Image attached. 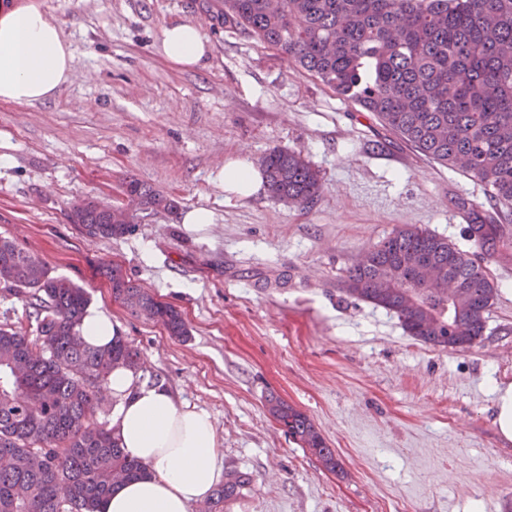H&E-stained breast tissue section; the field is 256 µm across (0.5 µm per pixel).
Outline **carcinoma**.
Returning a JSON list of instances; mask_svg holds the SVG:
<instances>
[{
    "label": "carcinoma",
    "instance_id": "carcinoma-1",
    "mask_svg": "<svg viewBox=\"0 0 512 512\" xmlns=\"http://www.w3.org/2000/svg\"><path fill=\"white\" fill-rule=\"evenodd\" d=\"M224 24L319 79L345 100L374 113L415 151L489 187L492 212L468 209L467 237L493 258L512 246V0H224ZM270 197L314 204L320 171L300 151L274 148L264 165ZM141 212L173 214L177 201L132 178ZM91 238L117 239L131 230L108 222L106 206L89 205L72 219ZM416 256L446 278L407 301ZM26 297L37 338L0 326V512H97L118 478L148 475L120 447L114 431L93 420L112 368L138 369L139 352L120 339L87 346L80 324L86 291L55 276L35 256L0 238V268ZM112 296L133 313L153 312L169 335H189L182 313L127 277L102 267ZM460 289L448 315V287ZM343 291L395 315L423 343L466 349L482 339L496 288L473 253L426 228L407 225L383 239L365 263L346 271ZM268 411L301 448L332 472L341 470L311 419L278 397ZM251 484L248 473L224 471L209 512H223Z\"/></svg>",
    "mask_w": 512,
    "mask_h": 512
}]
</instances>
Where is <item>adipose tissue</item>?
I'll return each mask as SVG.
<instances>
[{
  "instance_id": "1",
  "label": "adipose tissue",
  "mask_w": 512,
  "mask_h": 512,
  "mask_svg": "<svg viewBox=\"0 0 512 512\" xmlns=\"http://www.w3.org/2000/svg\"><path fill=\"white\" fill-rule=\"evenodd\" d=\"M160 52L173 65L190 70L206 59L210 43L197 23L180 22L163 29ZM72 62L69 42L39 0L16 5L0 0V100L29 105L53 97L67 82ZM218 182L225 198L246 199L262 190L265 177L246 159L229 158ZM79 333L89 346L103 348L119 331L106 311L90 306ZM109 388L116 401L112 427L120 445L149 474L119 484L98 512H190L224 475L213 419L177 404L165 387L124 367L113 369Z\"/></svg>"
}]
</instances>
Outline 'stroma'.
Masks as SVG:
<instances>
[{
	"instance_id": "35a3bbf8",
	"label": "stroma",
	"mask_w": 512,
	"mask_h": 512,
	"mask_svg": "<svg viewBox=\"0 0 512 512\" xmlns=\"http://www.w3.org/2000/svg\"><path fill=\"white\" fill-rule=\"evenodd\" d=\"M39 2L74 61L51 99L0 101V238L84 288L139 351L143 378L212 416L219 462L252 478L224 512H512V442L495 425L496 389L512 384V248L485 263L497 298L465 350L407 336L340 285L408 224L469 249L460 204L485 201L486 186L225 27L224 0ZM184 21L211 46L194 70L158 51L163 28ZM276 147L321 171L316 203L225 200V159ZM132 177L179 213L140 214L118 239L71 224V202L120 203ZM198 206L213 223L184 224ZM104 263L175 305L189 338L115 301ZM272 394L313 420L341 473L288 438L267 411Z\"/></svg>"
}]
</instances>
